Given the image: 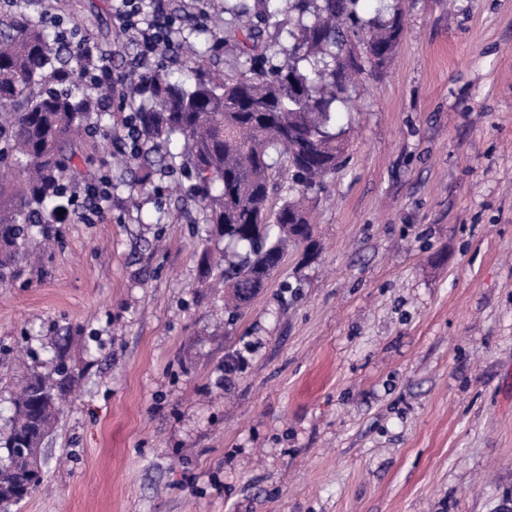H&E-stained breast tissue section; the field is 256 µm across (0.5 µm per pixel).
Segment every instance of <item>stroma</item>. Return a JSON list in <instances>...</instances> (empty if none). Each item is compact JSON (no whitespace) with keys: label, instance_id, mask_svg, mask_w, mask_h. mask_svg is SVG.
Instances as JSON below:
<instances>
[{"label":"stroma","instance_id":"stroma-1","mask_svg":"<svg viewBox=\"0 0 512 512\" xmlns=\"http://www.w3.org/2000/svg\"><path fill=\"white\" fill-rule=\"evenodd\" d=\"M104 43L112 0H62ZM345 159L239 318L175 174L114 173L0 283V429L60 337L80 378L13 512H512V0H405ZM241 369L224 378L229 348ZM79 221L95 224L112 209V179L101 175L92 182H86L82 195L75 198Z\"/></svg>","mask_w":512,"mask_h":512}]
</instances>
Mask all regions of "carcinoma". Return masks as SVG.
I'll return each mask as SVG.
<instances>
[{
  "label": "carcinoma",
  "instance_id": "carcinoma-1",
  "mask_svg": "<svg viewBox=\"0 0 512 512\" xmlns=\"http://www.w3.org/2000/svg\"><path fill=\"white\" fill-rule=\"evenodd\" d=\"M233 27L214 38L239 49L251 43L243 70L199 64L186 78L150 64L130 80L123 101L133 111L142 148L122 153L131 167L164 145L181 143V176L205 223L224 238L230 310L242 312L279 268L288 243L311 242L305 199L338 168L347 128L338 104L356 77L383 70L401 39L400 0H224ZM287 32L288 42L281 41ZM365 45L359 63L346 55ZM94 63L71 54L47 28L21 11L0 15V283L16 276L43 225L67 210L65 179L81 146L103 119L106 86L77 88ZM292 185L277 196L279 178ZM74 382L66 348H54L48 372L19 380L0 458V509L35 493L42 476L25 477L31 448L62 412Z\"/></svg>",
  "mask_w": 512,
  "mask_h": 512
}]
</instances>
